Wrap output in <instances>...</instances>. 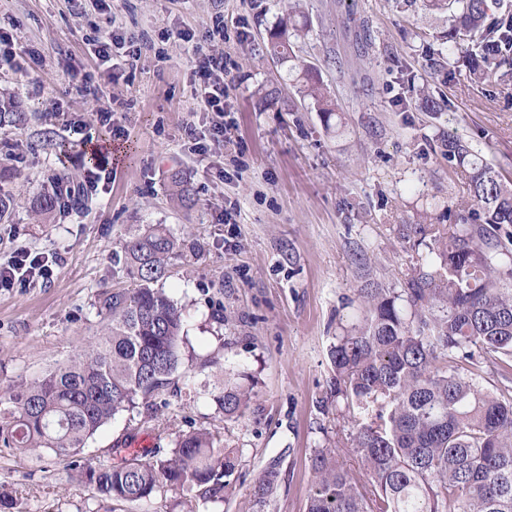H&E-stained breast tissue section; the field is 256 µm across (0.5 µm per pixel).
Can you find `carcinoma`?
<instances>
[{"label":"carcinoma","mask_w":512,"mask_h":512,"mask_svg":"<svg viewBox=\"0 0 512 512\" xmlns=\"http://www.w3.org/2000/svg\"><path fill=\"white\" fill-rule=\"evenodd\" d=\"M448 11L444 40L475 86H512V0H425ZM269 51L302 81L325 120L336 112L327 88L293 50L288 25L270 33ZM24 114L0 99V125ZM448 167L465 173L469 200L446 206L447 240L433 226L415 228L428 249L405 287L358 288L361 323L336 337L329 351L331 396L357 410L350 439L365 483L321 448L311 458L307 512H512V398L482 389L467 365L494 353L512 371V183L460 137H448ZM36 213L47 218L76 204L68 177L51 176ZM171 183L185 207L196 204L187 181ZM181 243L152 224L122 244L130 288L106 289L93 304L100 330L68 360L22 378L0 396V446L19 454L46 452L72 480L122 506L144 503L172 488L203 502L224 500L238 451L221 432L189 426L167 448L124 454L94 465L86 445L123 411L149 422L178 395L173 375L183 363L185 314L165 289L169 261ZM253 387L231 379L209 392L223 418L244 416ZM278 483L271 466L254 498L266 503Z\"/></svg>","instance_id":"obj_1"}]
</instances>
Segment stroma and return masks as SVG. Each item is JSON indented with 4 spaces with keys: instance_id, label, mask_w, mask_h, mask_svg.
<instances>
[{
    "instance_id": "stroma-1",
    "label": "stroma",
    "mask_w": 512,
    "mask_h": 512,
    "mask_svg": "<svg viewBox=\"0 0 512 512\" xmlns=\"http://www.w3.org/2000/svg\"><path fill=\"white\" fill-rule=\"evenodd\" d=\"M296 10L308 28L294 50L340 107L327 125L267 52L286 16L281 0H110L81 11L70 0H0V26L42 58L29 78L0 67V96L26 114L23 124L0 126V183L14 198L0 221V263L27 249L52 269L48 280L0 288V391L78 350L99 327L98 293L130 284L117 259L123 242L145 225H168L186 244L163 282L188 316L184 368L200 384L247 372L255 398L243 417L225 420L206 392L175 397L151 430L124 412L88 453L106 464L107 448L130 434L165 448L187 425L219 428L239 451L238 473L223 502L199 503L197 512H306L310 459L329 444L361 475L351 415L329 398V348L363 316L355 289L403 287L426 253L413 226L447 231L434 199L467 197L442 156L448 136L463 137L512 181V96L470 85L447 55L431 57L426 44L447 29L445 14L420 0H298ZM110 21L135 34L137 60L116 71L105 127L97 103L67 88L74 68L100 78L90 41ZM219 21L228 31L215 47L227 62L226 138L202 154L184 129L208 131L218 117L193 95V42L167 32L181 28L199 41ZM422 87L450 109H418ZM272 88L278 99L260 102ZM77 121L112 180L58 220L37 219L48 174L65 169L75 184L88 172L86 150L69 132ZM174 168L193 190V208L170 195ZM272 465L279 482L260 507L254 484ZM112 508L53 458L38 463L0 447V512Z\"/></svg>"
}]
</instances>
